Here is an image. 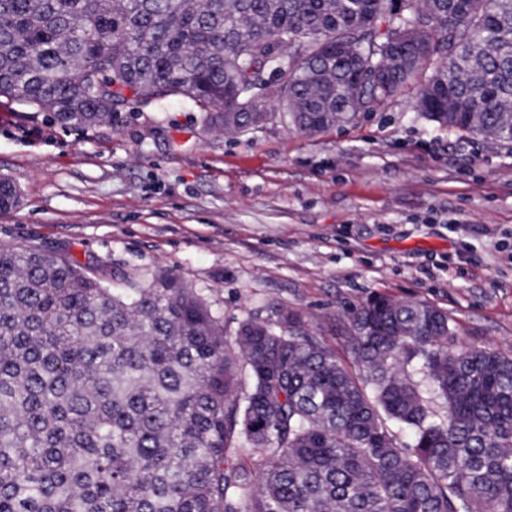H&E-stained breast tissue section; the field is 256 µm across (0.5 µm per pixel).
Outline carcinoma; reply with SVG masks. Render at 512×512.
<instances>
[{
  "mask_svg": "<svg viewBox=\"0 0 512 512\" xmlns=\"http://www.w3.org/2000/svg\"><path fill=\"white\" fill-rule=\"evenodd\" d=\"M389 5L0 0V98L82 127L179 95L233 136L275 97L312 135L430 68L419 111L512 142V0H405L424 43ZM113 278L0 244V512H512V356L453 344L446 312L355 307L354 373L292 311L233 350L175 273Z\"/></svg>",
  "mask_w": 512,
  "mask_h": 512,
  "instance_id": "1",
  "label": "carcinoma"
}]
</instances>
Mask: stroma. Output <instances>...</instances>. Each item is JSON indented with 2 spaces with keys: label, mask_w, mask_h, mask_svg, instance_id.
Returning a JSON list of instances; mask_svg holds the SVG:
<instances>
[{
  "label": "stroma",
  "mask_w": 512,
  "mask_h": 512,
  "mask_svg": "<svg viewBox=\"0 0 512 512\" xmlns=\"http://www.w3.org/2000/svg\"><path fill=\"white\" fill-rule=\"evenodd\" d=\"M421 79L307 137L282 112L234 138L183 98L65 128L0 99V243L146 283L175 272L224 321L285 308L355 368L349 311L375 292L446 311L459 342L512 355V142L416 108Z\"/></svg>",
  "instance_id": "stroma-1"
}]
</instances>
